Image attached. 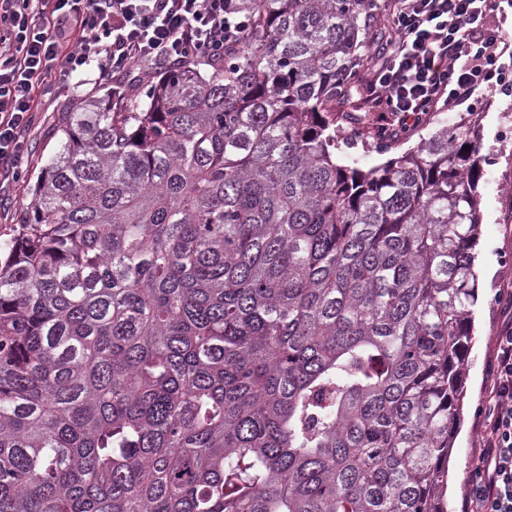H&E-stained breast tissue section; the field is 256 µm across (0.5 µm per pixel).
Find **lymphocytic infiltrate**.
Returning a JSON list of instances; mask_svg holds the SVG:
<instances>
[{"label": "lymphocytic infiltrate", "mask_w": 512, "mask_h": 512, "mask_svg": "<svg viewBox=\"0 0 512 512\" xmlns=\"http://www.w3.org/2000/svg\"><path fill=\"white\" fill-rule=\"evenodd\" d=\"M503 0H399L392 37L359 94L386 113L391 135L410 131L437 105L512 86V39L487 21ZM224 0H0V181L22 174L35 94L89 65L113 99L163 64L224 59L245 32ZM493 398L482 424L481 465L467 490L470 512H512V322L495 338Z\"/></svg>", "instance_id": "obj_1"}]
</instances>
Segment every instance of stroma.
I'll return each instance as SVG.
<instances>
[{
    "label": "stroma",
    "instance_id": "1",
    "mask_svg": "<svg viewBox=\"0 0 512 512\" xmlns=\"http://www.w3.org/2000/svg\"><path fill=\"white\" fill-rule=\"evenodd\" d=\"M111 87V82L99 81L96 67L91 66L73 75L65 88L43 96L27 132L28 172L20 181L0 184L1 244L14 237L19 215L33 199L32 187L58 148L53 129L60 113L68 111L74 97L92 89L104 93ZM462 109L484 115L480 150L483 158V177L480 181L482 225L474 248L479 300L473 308V341L464 361L466 395L455 424L456 442L448 462V512H468L467 486L480 465L481 425L491 398L492 381L488 364L493 356L496 336L512 320V276H504L501 272L502 260L512 258V193L502 194L497 190L505 174H512V144L501 147L499 125L500 113L512 111V92L498 90L475 93L463 104ZM375 117V112L364 107L344 114L342 125L345 131L351 134L360 131L362 137L340 141L336 152L339 161H354L365 169L379 165L386 156H397L414 146L431 130L430 125H418L408 133L406 140L382 155L370 146Z\"/></svg>",
    "mask_w": 512,
    "mask_h": 512
}]
</instances>
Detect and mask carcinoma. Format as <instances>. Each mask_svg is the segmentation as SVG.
I'll use <instances>...</instances> for the list:
<instances>
[{"label": "carcinoma", "mask_w": 512, "mask_h": 512, "mask_svg": "<svg viewBox=\"0 0 512 512\" xmlns=\"http://www.w3.org/2000/svg\"><path fill=\"white\" fill-rule=\"evenodd\" d=\"M203 75L61 113L0 265V512H446L476 113L362 169L376 0H232Z\"/></svg>", "instance_id": "carcinoma-1"}]
</instances>
